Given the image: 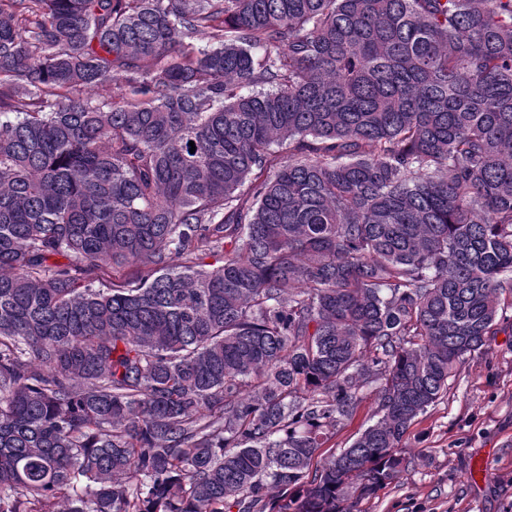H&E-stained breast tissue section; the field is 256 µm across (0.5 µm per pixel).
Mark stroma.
<instances>
[{
  "instance_id": "obj_1",
  "label": "stroma",
  "mask_w": 512,
  "mask_h": 512,
  "mask_svg": "<svg viewBox=\"0 0 512 512\" xmlns=\"http://www.w3.org/2000/svg\"><path fill=\"white\" fill-rule=\"evenodd\" d=\"M375 410L374 393L364 391L322 455L349 447ZM401 454L407 466L399 479L360 502L358 512H512V320L458 367Z\"/></svg>"
}]
</instances>
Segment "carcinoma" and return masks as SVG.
<instances>
[{
	"label": "carcinoma",
	"mask_w": 512,
	"mask_h": 512,
	"mask_svg": "<svg viewBox=\"0 0 512 512\" xmlns=\"http://www.w3.org/2000/svg\"><path fill=\"white\" fill-rule=\"evenodd\" d=\"M511 309L512 0H0V512H353ZM362 397L363 399L354 417L337 428L336 433L321 449L323 457L333 452L338 453L343 448L349 447L358 433L372 422L377 406L375 395L371 390H365Z\"/></svg>",
	"instance_id": "1"
}]
</instances>
